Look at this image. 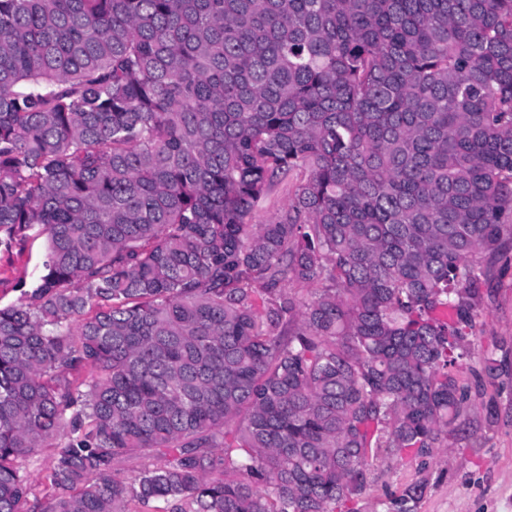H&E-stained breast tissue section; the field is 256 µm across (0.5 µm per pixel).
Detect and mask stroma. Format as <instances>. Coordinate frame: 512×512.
<instances>
[{
    "label": "stroma",
    "mask_w": 512,
    "mask_h": 512,
    "mask_svg": "<svg viewBox=\"0 0 512 512\" xmlns=\"http://www.w3.org/2000/svg\"><path fill=\"white\" fill-rule=\"evenodd\" d=\"M45 237L22 251L0 253V306L20 301L17 278L36 282L42 274ZM474 353L493 355L505 374L474 397V422L449 439L448 455L425 459L378 453L370 458L368 486L355 512H396V501L412 485L423 487L414 512H512V244L481 285Z\"/></svg>",
    "instance_id": "stroma-1"
}]
</instances>
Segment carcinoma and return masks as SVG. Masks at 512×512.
I'll list each match as a JSON object with an SVG mask.
<instances>
[{
	"label": "carcinoma",
	"instance_id": "carcinoma-1",
	"mask_svg": "<svg viewBox=\"0 0 512 512\" xmlns=\"http://www.w3.org/2000/svg\"><path fill=\"white\" fill-rule=\"evenodd\" d=\"M42 235L0 307V512H353L372 453L470 421L512 0H0V251ZM295 172L274 187L250 218L251 224H269L271 220L284 209L292 195L294 186L301 178ZM53 448L34 453L23 462V467L30 481L38 485L37 490H43L47 484L45 475L50 465Z\"/></svg>",
	"mask_w": 512,
	"mask_h": 512
}]
</instances>
